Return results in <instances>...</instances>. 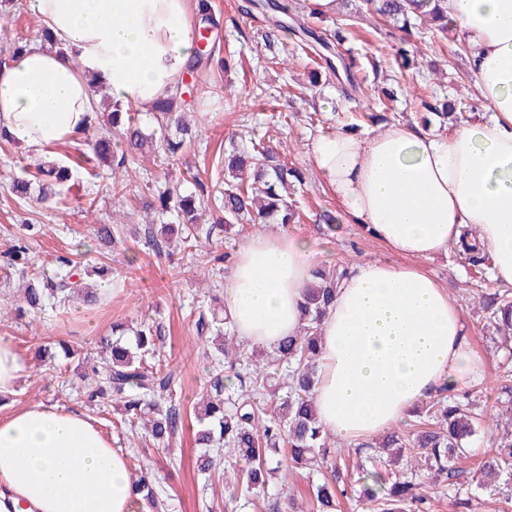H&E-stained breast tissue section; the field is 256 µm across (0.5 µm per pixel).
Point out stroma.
Wrapping results in <instances>:
<instances>
[{"instance_id":"stroma-1","label":"stroma","mask_w":512,"mask_h":512,"mask_svg":"<svg viewBox=\"0 0 512 512\" xmlns=\"http://www.w3.org/2000/svg\"><path fill=\"white\" fill-rule=\"evenodd\" d=\"M219 27L210 37L216 57L228 59V71L202 68L184 74L189 89L184 95L186 113L197 122L198 138L191 149L177 155L156 151L151 157L129 162L126 191L113 193L108 170L97 167L86 141L76 144H52L50 157L68 165L79 181V192L70 193L65 209L54 208L37 195L26 199L8 196L12 181L21 175L23 165L36 161V154L22 147L6 145L0 150V305L15 303L20 295L19 275L9 274L7 254L17 240H24L31 256L53 274V259L72 254L77 243H93L100 224L124 227L121 240L106 254L83 251L74 259L85 277H93L95 268L112 271L104 290L107 304L97 311L84 305H71L67 313L45 308L20 320L0 322V336L12 339L25 360V370L12 398L14 407L33 403L55 404L86 413L111 439L112 446L129 456L131 474L149 473L156 490L166 504L165 512H274L273 505L285 502L289 493L309 494L307 473L294 472L285 480L270 483L267 491L230 499L226 488L232 473H219L203 483L196 468L200 453L193 441L191 410L206 390L210 379L209 359L213 348L200 339L194 328L199 311L208 309L213 298L223 297L224 282L231 262H214V255L235 253L245 237L288 231L317 241L331 267H351L362 259L403 264V257L391 252L360 225L350 223L334 195L311 168L305 152L309 134L330 124H346L350 115L375 114L363 123L362 133H380L391 125L419 122L423 105L444 98L469 103L467 121L486 118L487 111L477 97L469 69V54L457 50L454 41L433 36L428 28L414 24L408 31L396 29L385 19L375 17L361 33L342 47V54L354 55L366 81L354 96H347L346 82L330 80L309 84V69L316 58L311 49L296 46L292 32H278L274 41L260 37L267 29V17L261 13L241 14L239 0H208ZM43 24L31 6L14 10L8 0H0V61L8 56L11 43L35 44ZM406 40L421 51L424 60L419 69L401 74L393 57V46ZM288 96H281L280 86ZM248 94L250 106L231 112L227 100ZM288 114V126H279L280 114ZM273 131L270 141L281 160L303 170L306 183L296 198L300 223L247 226L244 232H228L212 239H199L192 253L179 249L157 252L144 244L146 225L176 223L172 213L158 212L154 198L168 187L193 192V184L184 182L186 169H194L200 179L213 183L220 173L224 151L230 144L246 148L252 136ZM336 217L334 229L316 223L321 212ZM35 224L32 235H24L22 222ZM487 254L471 258L457 247L431 259L419 260V268L433 275L460 307L468 325L467 341L485 362L482 384L469 392L480 409L507 405L503 389L506 371H512V352L486 338L482 329L484 314L472 302L476 291L497 290L490 275ZM149 319L161 322L166 330L165 355L180 378L175 402L185 415L170 448L156 447L140 427L129 426L122 415V404L108 397L104 406L89 403L81 390L80 375L85 359L98 349L102 338L110 336L113 323L138 324ZM66 342L74 353L58 356L59 342Z\"/></svg>"}]
</instances>
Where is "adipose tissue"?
Returning <instances> with one entry per match:
<instances>
[{
    "mask_svg": "<svg viewBox=\"0 0 512 512\" xmlns=\"http://www.w3.org/2000/svg\"><path fill=\"white\" fill-rule=\"evenodd\" d=\"M55 47L0 63V132L34 152L75 142L95 117L87 83L142 112L173 93L195 53L189 0H32ZM472 48L470 69L488 118L443 138L418 126L378 135L328 126L306 154L348 218L403 265L363 261L348 270L321 324L313 402L325 433L347 444L399 424L439 388L484 377L463 316L417 267L447 252L463 228L489 252L495 282L512 285V0H447ZM320 251L315 241L255 234L236 252L224 316L251 348H273L302 325ZM24 363L0 337V498L32 512H141L125 455L85 413L36 403L8 408Z\"/></svg>",
    "mask_w": 512,
    "mask_h": 512,
    "instance_id": "ef3b65f1",
    "label": "adipose tissue"
}]
</instances>
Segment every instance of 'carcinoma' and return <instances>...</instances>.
Listing matches in <instances>:
<instances>
[{
    "label": "carcinoma",
    "mask_w": 512,
    "mask_h": 512,
    "mask_svg": "<svg viewBox=\"0 0 512 512\" xmlns=\"http://www.w3.org/2000/svg\"><path fill=\"white\" fill-rule=\"evenodd\" d=\"M363 6L370 15L390 19L398 29L419 20L444 38L450 32L446 0H364ZM255 9L288 15V5L277 0H244L239 5L245 14ZM358 20V16L342 20L328 38L298 23L303 37L320 47L316 54L325 62L321 71L336 78L345 75L354 91L359 82L353 63L335 57V51L349 38ZM396 55L402 71L418 64V51L403 39ZM214 63L212 52L197 51L189 67L197 69ZM215 64L223 70L230 68L226 59ZM182 109L183 93L176 91L159 99L151 113L159 129L173 127L178 133L174 138L163 139L162 146L170 154L191 146L197 138ZM155 142V133L146 131L131 113L112 104L109 126L97 134L92 153L98 166L111 170L113 192L126 189L123 169L129 159L146 157ZM71 177L69 167L54 161L14 179L9 191L20 199L35 189L42 195L51 192L63 205L60 189L68 186ZM304 182L302 170L282 162L260 140L252 142L247 151L233 146L224 153V179L216 181L212 189L183 195L176 188H167L157 200L161 211L173 210L181 217L180 224H167L165 228L179 235L188 254L200 237L208 238L217 229L226 232L244 223H299L295 184ZM213 200L218 201L215 208L221 215L213 223L203 224V213L210 210ZM57 263L53 275L33 273L27 278L21 304L10 310L14 318L21 319L27 309H42L50 299L63 306L78 297L86 305L98 301L97 289L84 281L70 259L60 257ZM9 265L23 274L28 271L31 258L25 244L12 246ZM343 275L342 269L331 271L322 265L312 270L313 281L304 298V326L299 335L282 339L276 356L267 362L244 359L238 354L224 333L221 315L216 310L208 314L199 312L194 323L197 334H209L217 344L212 355L216 360L215 373L197 416L195 442L203 449L197 468L212 475L220 468L222 451L228 463L241 464L237 481L228 491L229 498H234L239 490L250 492L263 487L273 475L283 471L314 472L323 467L330 477L312 485L310 509L335 512L337 462L345 459V454L340 448L330 449L328 436L316 418L313 392L318 382V330ZM480 299L485 312L483 330L495 333L492 340L507 343L506 334L512 332V291L498 289L481 294ZM126 333L127 328L115 325L112 338L106 340L96 356L87 359V373L82 375L87 382L84 395L91 402L108 395L119 397L127 420L143 424L149 436L167 448L183 417L181 407L173 404L178 380L167 366L146 363L147 358L159 354L164 347L165 328L159 323L142 321L132 330L133 339H124ZM501 427L502 418L479 412L469 393L441 389L415 408L409 431L389 432L365 448L366 462L359 463L355 470L359 498L368 512H428L431 496L425 489L422 465L442 478L448 497L460 509L468 508L469 500L462 498V493L472 485L503 494L512 482V431L503 432ZM480 431L489 433L493 439L488 456L474 468L456 466V460L469 454L467 444ZM282 450L285 457L271 465V458ZM135 485L149 512H161L163 503L149 480L142 475Z\"/></svg>",
    "instance_id": "cac0c4a2"
}]
</instances>
